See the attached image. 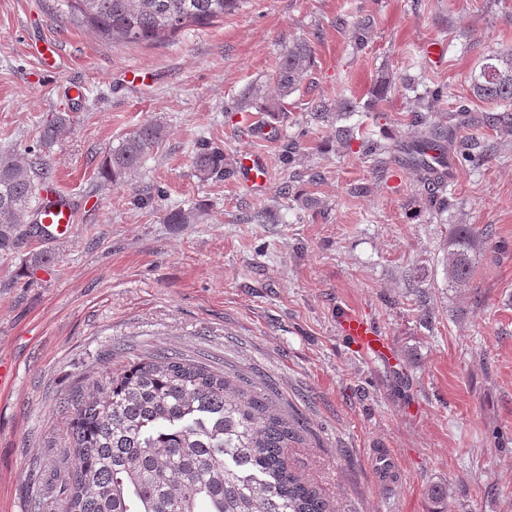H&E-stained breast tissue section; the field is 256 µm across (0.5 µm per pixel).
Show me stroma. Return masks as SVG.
Here are the masks:
<instances>
[{
	"mask_svg": "<svg viewBox=\"0 0 512 512\" xmlns=\"http://www.w3.org/2000/svg\"><path fill=\"white\" fill-rule=\"evenodd\" d=\"M38 40L51 51L38 54ZM302 40L307 77L270 116L282 49ZM431 43L442 65L429 62ZM508 51L512 0H238L151 43L77 25L55 0H0V158L42 154L48 191L75 213L70 236L0 256V512H57L62 398L158 348L239 369L292 407L310 432L290 461L336 512H434L436 486L448 512H512V133L476 123L447 142L452 205L439 214L412 169H374L338 141L334 114L351 98V123L407 138L409 81L442 88L440 116L484 114L470 74ZM130 69L145 82L127 83ZM383 77L391 91L374 109ZM321 102L332 112L316 122ZM61 114L65 129L42 146ZM149 120L165 136L141 168L102 178L110 149ZM265 122L272 137L258 132ZM474 141L489 149L476 164L465 158ZM202 143L223 149L226 177H196ZM249 155L266 162L263 189L237 175ZM284 187L301 203L286 204ZM191 207L197 223H164ZM452 224L494 232L461 289L442 263ZM45 252L52 262L34 266ZM344 309L387 337L390 362L349 349ZM380 450L398 470L387 484L373 467Z\"/></svg>",
	"mask_w": 512,
	"mask_h": 512,
	"instance_id": "1",
	"label": "stroma"
}]
</instances>
